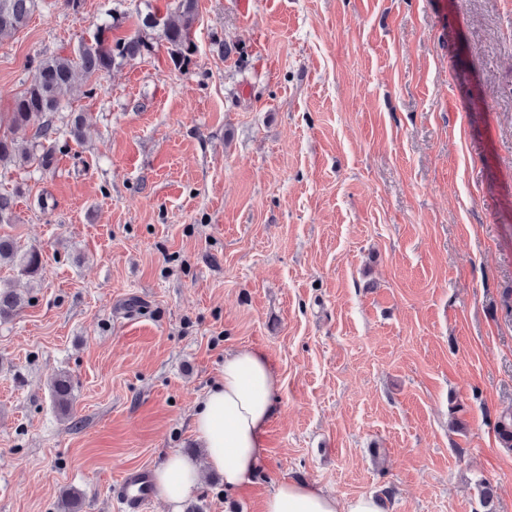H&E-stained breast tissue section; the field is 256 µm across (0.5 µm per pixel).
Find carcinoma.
Returning a JSON list of instances; mask_svg holds the SVG:
<instances>
[{
    "instance_id": "cac0c4a2",
    "label": "carcinoma",
    "mask_w": 512,
    "mask_h": 512,
    "mask_svg": "<svg viewBox=\"0 0 512 512\" xmlns=\"http://www.w3.org/2000/svg\"><path fill=\"white\" fill-rule=\"evenodd\" d=\"M198 0H175L177 19L146 14L137 31L127 38L108 43L103 32L112 29L107 24L90 40H82L71 55L57 54L41 59L32 70L31 80L15 100L10 112L11 133H31L32 148L42 150L41 165H50L55 142L63 134L79 138L81 117L74 115L65 126L61 111L77 79L98 80L130 60L151 51L154 37L167 44L174 68L180 70L191 61L195 52L193 27L198 17ZM38 0H0V36L11 35L24 28L37 8ZM29 162L34 154L20 149L13 136H0V169L7 170L16 157ZM0 265H8L19 274L34 277L42 268V254L36 247L20 251L9 237H0ZM25 305V298L13 289H0V322L12 319ZM53 406L62 415H70L72 384L62 372L51 382Z\"/></svg>"
}]
</instances>
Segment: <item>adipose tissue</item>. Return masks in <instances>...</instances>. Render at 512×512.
Wrapping results in <instances>:
<instances>
[{
    "mask_svg": "<svg viewBox=\"0 0 512 512\" xmlns=\"http://www.w3.org/2000/svg\"><path fill=\"white\" fill-rule=\"evenodd\" d=\"M276 386L277 377L263 352H225L219 381L192 416L203 457L176 453L155 471L160 494L169 504L180 505L206 470L223 475L229 495L252 480L267 453L262 435L276 410ZM262 512H384V508L371 494L341 499L312 483L283 480L265 496Z\"/></svg>",
    "mask_w": 512,
    "mask_h": 512,
    "instance_id": "adipose-tissue-1",
    "label": "adipose tissue"
}]
</instances>
